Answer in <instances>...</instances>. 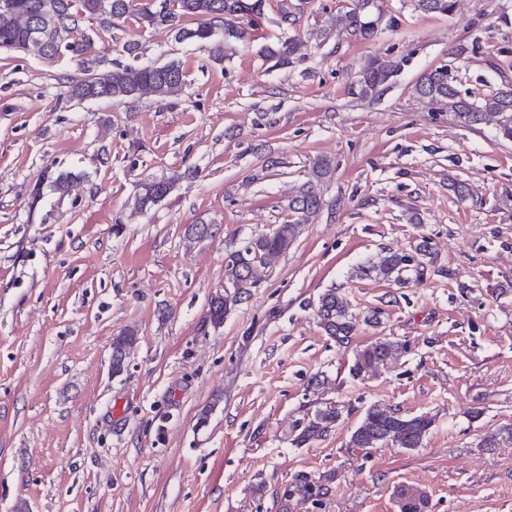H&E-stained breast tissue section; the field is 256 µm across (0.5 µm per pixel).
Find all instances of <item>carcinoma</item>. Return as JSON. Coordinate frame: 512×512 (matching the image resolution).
<instances>
[{
    "label": "carcinoma",
    "instance_id": "1",
    "mask_svg": "<svg viewBox=\"0 0 512 512\" xmlns=\"http://www.w3.org/2000/svg\"><path fill=\"white\" fill-rule=\"evenodd\" d=\"M457 0H403V6L427 15L448 16L455 11ZM263 0H0V51L23 52L45 59H54L68 52L77 59L82 77L69 82V96L78 101L112 99L140 100L153 97L166 100L179 96L185 85L183 71L174 61L161 66H118L111 70L99 68L95 55L96 31L86 24L96 22L108 31L120 21L134 16L141 26H165L184 37L212 45L213 52L221 54L224 44L231 39H243L245 22L262 15ZM342 18L352 35L372 40L382 30L384 22L376 7V0H350ZM192 22L188 28L185 23ZM44 32L45 39L35 40L34 29ZM295 42L285 38L273 46H265L260 54L278 65L292 63ZM401 69L393 59L371 57L350 82L348 93L361 100H372ZM415 96L433 105L448 108L466 127L492 125L499 136L512 141V84L485 94L478 99L460 97L450 78L448 66L441 65L418 77L412 86ZM332 166L327 159L314 161L297 194L288 202L294 219L277 225L269 233L257 234L244 245L224 256L227 286L224 292L214 294L206 317L219 327L224 318L255 287L256 272L260 267L275 263L298 238L302 225L309 223L324 206L320 185L330 176ZM55 191L68 193L75 175L58 172L50 175ZM172 182L166 177H145L139 181L132 197V209L146 211L162 202L171 192ZM431 250L422 240L415 254L388 250L377 260L361 268L362 276L404 285L412 273L420 283L428 272ZM316 315L324 332L344 343L352 336L357 319L347 300L336 290L322 293L317 302ZM138 333L128 327L112 338V353L125 357L136 345ZM400 345L389 340H378L355 355L352 371L359 376L397 354ZM340 412L334 405L318 409L308 420L296 443L306 445L327 434L336 425ZM433 426L427 415L402 416L396 411L372 406L351 433L350 448H420ZM335 475L328 473L317 478L308 474L295 475L283 491L279 512H290L295 499L310 500L328 493Z\"/></svg>",
    "mask_w": 512,
    "mask_h": 512
}]
</instances>
